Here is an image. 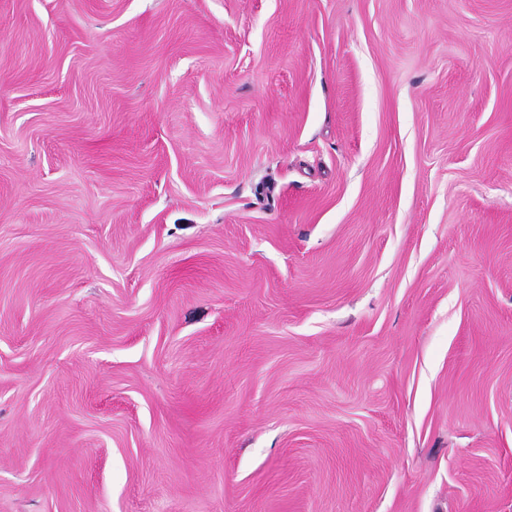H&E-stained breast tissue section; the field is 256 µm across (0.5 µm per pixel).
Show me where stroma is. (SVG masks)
Wrapping results in <instances>:
<instances>
[{"instance_id":"obj_1","label":"stroma","mask_w":512,"mask_h":512,"mask_svg":"<svg viewBox=\"0 0 512 512\" xmlns=\"http://www.w3.org/2000/svg\"><path fill=\"white\" fill-rule=\"evenodd\" d=\"M0 512H512V0H0Z\"/></svg>"}]
</instances>
